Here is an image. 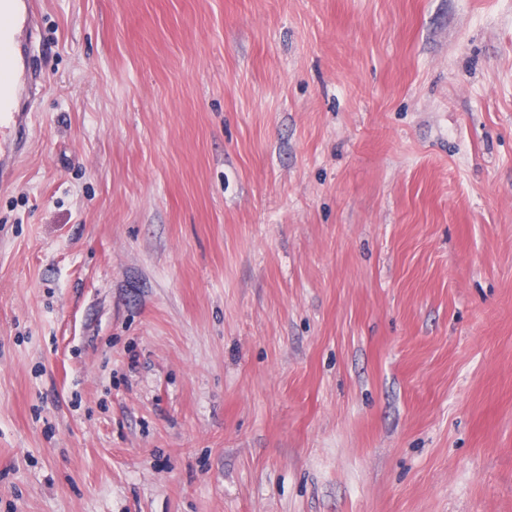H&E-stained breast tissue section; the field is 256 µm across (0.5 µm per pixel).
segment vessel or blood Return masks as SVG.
Returning a JSON list of instances; mask_svg holds the SVG:
<instances>
[{
    "label": "vessel or blood",
    "instance_id": "b4317fda",
    "mask_svg": "<svg viewBox=\"0 0 512 512\" xmlns=\"http://www.w3.org/2000/svg\"><path fill=\"white\" fill-rule=\"evenodd\" d=\"M0 16L9 17L10 27H0V124H8L15 129L17 138L13 143L14 150H21L26 133L24 114L11 108V94L27 92L36 96L46 86L43 72L27 69L17 70L13 60L17 49L22 46L18 39L19 32L35 33L40 25V0H0Z\"/></svg>",
    "mask_w": 512,
    "mask_h": 512
}]
</instances>
